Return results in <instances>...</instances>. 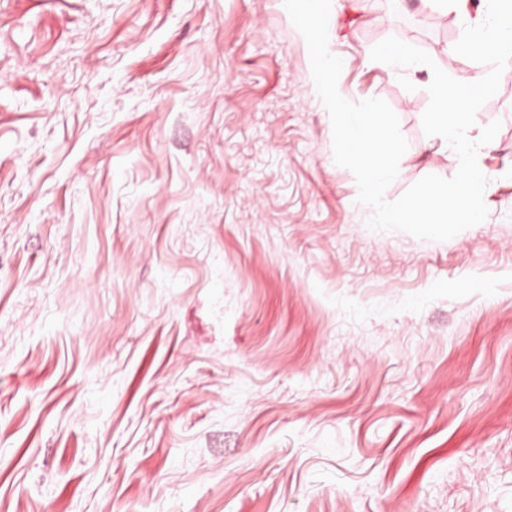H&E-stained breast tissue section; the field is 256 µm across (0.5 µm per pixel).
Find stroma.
Instances as JSON below:
<instances>
[{"label":"stroma","instance_id":"35a3bbf8","mask_svg":"<svg viewBox=\"0 0 512 512\" xmlns=\"http://www.w3.org/2000/svg\"><path fill=\"white\" fill-rule=\"evenodd\" d=\"M336 9L387 200L453 177L421 117L486 0ZM496 120L481 224L376 232L283 0H0V512H512V64Z\"/></svg>","mask_w":512,"mask_h":512}]
</instances>
